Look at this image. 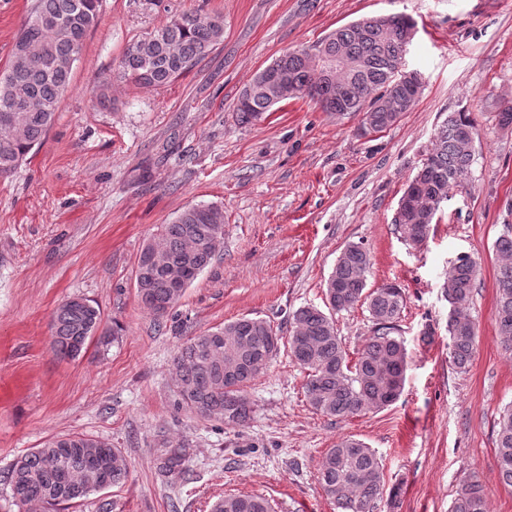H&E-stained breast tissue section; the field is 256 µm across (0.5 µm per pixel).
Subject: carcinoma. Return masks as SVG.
I'll return each instance as SVG.
<instances>
[{
    "label": "carcinoma",
    "mask_w": 512,
    "mask_h": 512,
    "mask_svg": "<svg viewBox=\"0 0 512 512\" xmlns=\"http://www.w3.org/2000/svg\"><path fill=\"white\" fill-rule=\"evenodd\" d=\"M100 7L101 0H35L12 52L15 58L28 47L31 58L20 66L13 62L0 73L1 178L14 172L53 125L69 84V61L97 24ZM412 27L411 18L394 14L363 27L356 21L337 28L313 49L331 60L338 55L356 60L359 66L337 68L333 75H324L321 60L304 49L285 52L274 63L288 72L294 84L291 97L308 98L322 111L339 117L361 114L363 132L382 131L399 122L417 101L398 75L405 33ZM223 37L222 15L185 12L130 44L121 60L123 76L137 85L164 86L195 67ZM342 85L350 88L346 98L337 96V87ZM284 100L272 82L256 73L240 93L234 112L238 121L251 124ZM476 135L477 120L469 112L448 116L437 132L402 195L410 203L394 217L393 224L407 244H424L442 203L461 186L473 162ZM221 216L214 205L187 207L172 223L161 225L157 237L149 241L159 250L164 265H136L135 282L141 303L155 317L171 314L184 294L170 288V273L188 269L194 281L222 248L224 237H216L214 224V218ZM191 242L196 249L189 248ZM495 250L500 258L496 324L505 347L511 350L512 224L504 225ZM370 265V252L363 244L346 246L325 291L331 309L342 311L361 303L369 313L372 335L354 364H349L334 322L325 312L304 306L292 315L288 351L308 371L306 401L316 412L338 421L391 405L404 386L407 351L398 331L406 296L395 284L367 289ZM477 276V262L466 254L452 264L446 279L450 356L459 369L470 364L476 350L477 328L467 309ZM100 323V309L90 300H65L50 319L53 351L62 358L78 357ZM280 341L269 321L251 317L190 337L173 358L177 405L206 421L245 426L252 413L245 387L277 356ZM494 433L500 480L512 488V405L499 411ZM157 469L166 477L182 475L185 449H163ZM129 475L126 459L109 442L66 434L23 454L7 469L5 481L15 505L37 504L56 512L124 485ZM317 482L338 512H373L385 493L381 459L352 437L339 439L323 455ZM211 512L274 510L260 495L229 493L214 502ZM450 512H489L488 496L477 478L461 480Z\"/></svg>",
    "instance_id": "obj_1"
}]
</instances>
